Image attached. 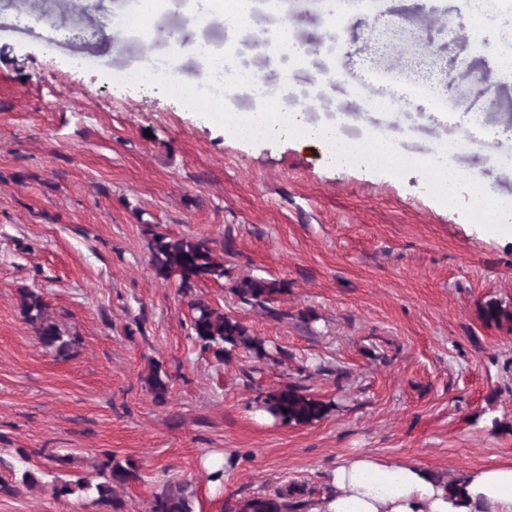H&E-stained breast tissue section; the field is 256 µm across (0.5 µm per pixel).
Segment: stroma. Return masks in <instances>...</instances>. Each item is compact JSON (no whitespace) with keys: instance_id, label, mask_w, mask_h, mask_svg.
Wrapping results in <instances>:
<instances>
[{"instance_id":"stroma-1","label":"stroma","mask_w":512,"mask_h":512,"mask_svg":"<svg viewBox=\"0 0 512 512\" xmlns=\"http://www.w3.org/2000/svg\"><path fill=\"white\" fill-rule=\"evenodd\" d=\"M130 2L0 0V484L24 461L43 473L41 486L0 491V512H150L170 483L186 486L194 512L290 482L315 505L356 453L448 481L512 463V326L481 313L490 300L512 310V237L466 190L447 199L411 172L333 169L293 136L229 140L219 97L181 93L205 83L194 57L170 78L133 80L146 54L170 47L100 34L97 15L121 24ZM288 19L312 52L286 71L251 55L268 87L305 90L310 118L335 101L351 128L409 123L396 141L407 154L455 126L424 120L418 103L395 117L364 105V88L390 72L432 95L454 90L503 132L456 165L512 200V76L491 54L512 46V9L490 0L475 27L470 0H380L378 15L332 30L321 7L290 0ZM154 25L230 38L179 12ZM155 232L209 239L228 279L180 291L150 263ZM244 277L285 291L269 311L243 303L229 286ZM24 290L41 294L68 357L38 340ZM197 299L280 347L258 382L244 352L218 358L198 345ZM156 363L170 376L161 403L146 382ZM286 384L327 413L308 425L264 417L259 392ZM212 454L226 461L220 485L204 464ZM108 455L139 474L111 504L55 496L60 481L97 480Z\"/></svg>"}]
</instances>
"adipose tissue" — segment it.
I'll return each mask as SVG.
<instances>
[{
    "label": "adipose tissue",
    "mask_w": 512,
    "mask_h": 512,
    "mask_svg": "<svg viewBox=\"0 0 512 512\" xmlns=\"http://www.w3.org/2000/svg\"><path fill=\"white\" fill-rule=\"evenodd\" d=\"M168 41L175 55L152 60L140 71L142 81L166 77L177 56L190 55L201 61L214 86L232 96L244 88L264 96L267 88L254 69L242 65L251 51H264V44L247 48L231 43L219 50L204 39L187 32H172ZM224 128L239 142L277 139L293 134L304 142L324 148L330 166L360 164L368 169H405L435 183L441 195L455 197L467 187L473 208L494 214L512 211V205L492 198L479 173L453 165L451 156L460 150V138L431 142L418 156L401 153L394 141L377 131L361 140L345 138L331 123L308 121L300 112L267 110L224 115ZM334 490L311 512H512V464L487 466L464 474L458 485L465 504L457 506L446 483L426 470L401 460H380L359 453L343 459L331 472Z\"/></svg>",
    "instance_id": "ef3b65f1"
}]
</instances>
